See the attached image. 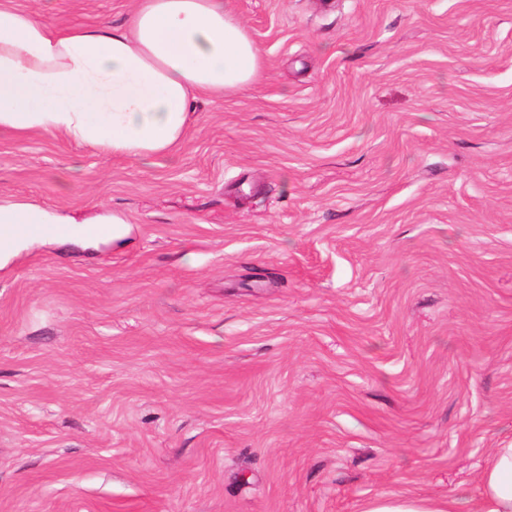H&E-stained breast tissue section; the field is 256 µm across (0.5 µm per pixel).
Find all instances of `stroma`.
<instances>
[{"instance_id":"obj_1","label":"stroma","mask_w":512,"mask_h":512,"mask_svg":"<svg viewBox=\"0 0 512 512\" xmlns=\"http://www.w3.org/2000/svg\"><path fill=\"white\" fill-rule=\"evenodd\" d=\"M231 6L262 75L173 153L0 133L1 199L129 220L0 267V512L469 500L512 444V0Z\"/></svg>"}]
</instances>
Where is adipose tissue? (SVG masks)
Listing matches in <instances>:
<instances>
[{"instance_id":"obj_1","label":"adipose tissue","mask_w":512,"mask_h":512,"mask_svg":"<svg viewBox=\"0 0 512 512\" xmlns=\"http://www.w3.org/2000/svg\"><path fill=\"white\" fill-rule=\"evenodd\" d=\"M231 0H136L126 26L59 28L0 0V132L60 134L112 156L171 152L194 95H235L263 61ZM0 224L74 216L0 199ZM469 512H512V445L492 449ZM460 501L378 497L362 512H459Z\"/></svg>"}]
</instances>
